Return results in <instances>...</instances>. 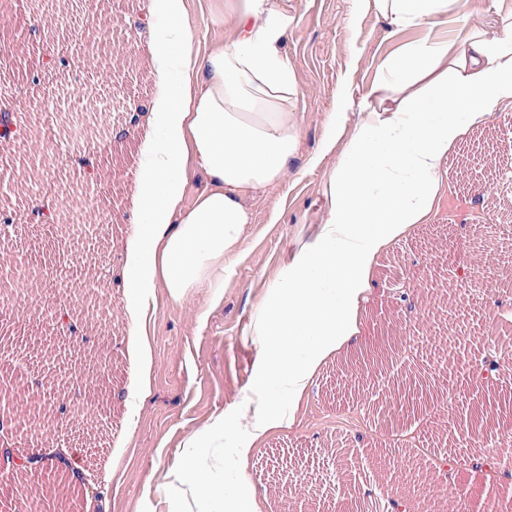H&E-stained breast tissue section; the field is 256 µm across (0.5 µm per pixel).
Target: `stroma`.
Masks as SVG:
<instances>
[{"mask_svg": "<svg viewBox=\"0 0 512 512\" xmlns=\"http://www.w3.org/2000/svg\"><path fill=\"white\" fill-rule=\"evenodd\" d=\"M223 2L187 0L200 45L227 36L228 24L214 20ZM282 2L296 18L287 52L300 84L299 152L285 181L253 200L246 250L225 263L221 298L197 288L174 302L159 290L150 388L131 407L126 397L137 366L124 290L96 273L121 267L150 128L142 122L129 136L115 133L125 127L126 109L150 107L159 95L150 36L130 34L151 0H0V101L13 104L17 124L37 141L0 146L7 174L50 165L37 146L57 140L95 155L103 173L76 193L68 185L77 171L50 165L52 193L66 200L55 224L31 223L34 196L25 189L0 194V218L16 224L0 239V264L25 263L32 244L43 266L63 259L70 272L65 288L46 276L0 294V383L11 387L10 421L21 429L38 425L43 448L67 441L95 453L88 483L67 472L50 475L38 512H87L96 492L109 494V512H139L146 491L153 512H174L164 485L185 440L248 392L260 351L253 318L267 279L321 227L325 171L339 157L323 154L325 129L333 120L349 131L358 121L354 110L333 116L337 84L348 77L354 88L368 86L399 47L448 38L457 28L448 15L433 27L391 35L374 12L357 11L355 0ZM60 47L79 60L67 72L47 73L43 57ZM318 154L322 164L312 165ZM446 168L428 223L373 262L356 337L322 365L291 424L266 434L246 459L262 512H387L389 499L414 485V512H479L489 481L473 458L492 449L495 437L493 449L512 460V407L504 404L512 397V242L500 235L512 226V107H490L484 119L465 123ZM98 215L103 229L73 235V226ZM392 264L411 286L409 300L385 275ZM464 267L482 271L488 288L453 286ZM61 307L85 339L61 336L52 320ZM458 342L466 344V358L443 369V351ZM493 347L499 376L475 378ZM55 360L59 395L73 407L37 423L31 382L46 377V363ZM281 452L288 455L284 483L267 474ZM116 459L120 480L112 484Z\"/></svg>", "mask_w": 512, "mask_h": 512, "instance_id": "stroma-1", "label": "stroma"}]
</instances>
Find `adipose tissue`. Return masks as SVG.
I'll return each mask as SVG.
<instances>
[{
    "label": "adipose tissue",
    "instance_id": "1",
    "mask_svg": "<svg viewBox=\"0 0 512 512\" xmlns=\"http://www.w3.org/2000/svg\"><path fill=\"white\" fill-rule=\"evenodd\" d=\"M228 40L199 49L187 0H154L148 18L160 93L146 114L143 181L127 239L123 285L138 354L131 396L150 387L157 291L222 295L224 263L243 251L248 199L281 184L300 145V86L286 55L295 17L281 0H230ZM389 32L455 15L454 38L424 39L382 63L378 79L336 112L360 120L326 172L325 218L268 284L254 320L261 349L249 394L185 442L166 485L177 512H261L241 466L291 409L325 361L358 332L377 255L430 220L462 118L512 106V11L495 32L469 26L459 0H358ZM203 185L189 191L191 175Z\"/></svg>",
    "mask_w": 512,
    "mask_h": 512
}]
</instances>
